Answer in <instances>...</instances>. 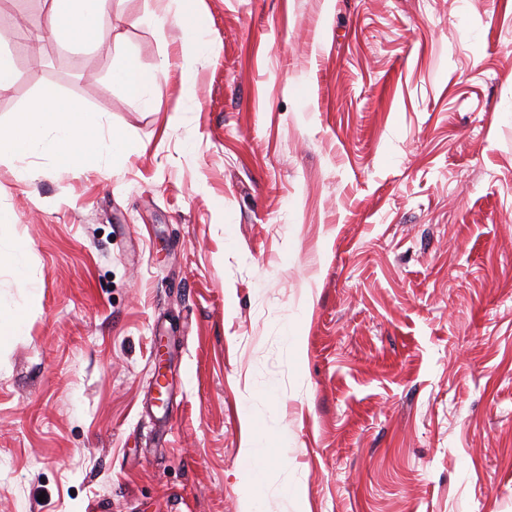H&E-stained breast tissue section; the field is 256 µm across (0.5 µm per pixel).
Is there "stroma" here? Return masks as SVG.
<instances>
[{
	"label": "stroma",
	"mask_w": 512,
	"mask_h": 512,
	"mask_svg": "<svg viewBox=\"0 0 512 512\" xmlns=\"http://www.w3.org/2000/svg\"><path fill=\"white\" fill-rule=\"evenodd\" d=\"M22 3L0 123L53 94L126 147L0 162L39 281L0 252V512H512V0H202L207 53L179 0L82 45ZM181 8L175 13L171 22L181 29L185 36L195 39L202 46V23L198 11V0H182ZM165 74L166 67L164 64L151 72L144 73L137 69L133 61L126 60L124 64L113 71V80L130 89L147 106H150L152 104L151 89ZM12 257L15 262V276L19 288L27 291L29 294H36L38 291V284L35 279L29 276L25 263L23 261L28 249L22 244L12 243Z\"/></svg>",
	"instance_id": "1"
}]
</instances>
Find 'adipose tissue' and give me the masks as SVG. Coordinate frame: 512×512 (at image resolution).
I'll list each match as a JSON object with an SVG mask.
<instances>
[{
  "instance_id": "obj_1",
  "label": "adipose tissue",
  "mask_w": 512,
  "mask_h": 512,
  "mask_svg": "<svg viewBox=\"0 0 512 512\" xmlns=\"http://www.w3.org/2000/svg\"><path fill=\"white\" fill-rule=\"evenodd\" d=\"M112 12V0H52L48 24L54 34L87 40ZM101 123L98 115L49 95L21 113L13 124L0 125V160L21 163L20 178L30 175L23 160L45 152L61 170L73 162L99 163Z\"/></svg>"
}]
</instances>
